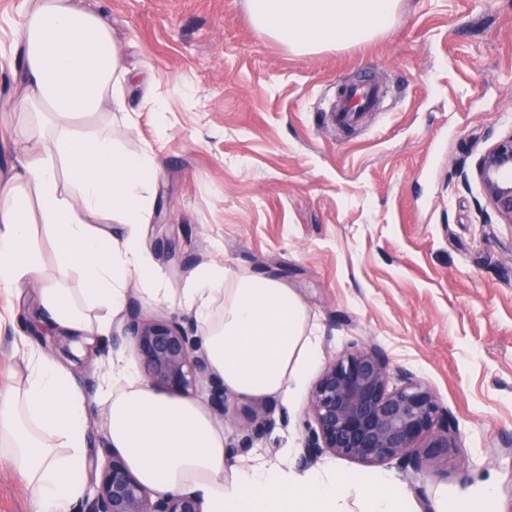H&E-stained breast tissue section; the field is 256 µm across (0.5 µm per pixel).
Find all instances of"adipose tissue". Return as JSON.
<instances>
[{
  "mask_svg": "<svg viewBox=\"0 0 512 512\" xmlns=\"http://www.w3.org/2000/svg\"><path fill=\"white\" fill-rule=\"evenodd\" d=\"M259 31L300 53L358 45L392 23L398 0H245ZM15 45L23 54L20 88L1 109L49 112L48 145L29 151L16 174L0 178V287L41 278L31 251L29 214L53 234L60 270H79L83 305L65 288L41 289L52 325L78 335L107 334L92 323V306L120 315L129 282L154 302L180 299L193 309L211 368L242 398L282 395L297 400L320 360L307 311L297 294L271 278L229 281L223 264L201 266L181 296L162 285L146 253L144 226L154 203L159 165L151 150H120L111 133L83 136L81 116L125 109L130 72L104 14L89 0H24ZM71 190L61 192L60 173ZM106 215L120 235L96 227ZM222 300L221 312L209 309ZM22 386L0 390V456L32 492L33 512H72L86 488L88 398L54 361L27 349ZM97 390L109 412V445L119 449L147 488L191 491L204 512H417L406 489L386 472L364 479L325 463L304 471L289 463L291 449L273 461L227 462L224 433L197 396L155 392L122 357L108 360Z\"/></svg>",
  "mask_w": 512,
  "mask_h": 512,
  "instance_id": "obj_1",
  "label": "adipose tissue"
}]
</instances>
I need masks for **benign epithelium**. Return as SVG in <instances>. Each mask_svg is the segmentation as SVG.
I'll use <instances>...</instances> for the list:
<instances>
[{"mask_svg":"<svg viewBox=\"0 0 512 512\" xmlns=\"http://www.w3.org/2000/svg\"><path fill=\"white\" fill-rule=\"evenodd\" d=\"M474 176L494 214L512 224V134L483 151ZM196 332V325L186 319H150L136 313L121 325V336L132 345L153 389L192 395L205 380L214 413L226 419L224 382L212 372ZM395 375L401 385L392 387ZM308 411L315 430L301 449L306 464L325 453L364 465L398 460L411 469L414 482L419 465L412 449L418 441L429 448L455 447L448 412L431 389L409 372L392 371L384 350L375 344L355 347L329 362L311 392ZM271 423L267 409L254 410L251 425L240 429L229 451L252 447L259 429ZM106 456L100 471L91 473L92 493L82 500L79 512H203L194 493H155L141 484L118 451L108 448Z\"/></svg>","mask_w":512,"mask_h":512,"instance_id":"obj_1","label":"benign epithelium"}]
</instances>
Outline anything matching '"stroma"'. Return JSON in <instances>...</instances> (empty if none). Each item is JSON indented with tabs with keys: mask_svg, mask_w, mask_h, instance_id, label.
Returning a JSON list of instances; mask_svg holds the SVG:
<instances>
[{
	"mask_svg": "<svg viewBox=\"0 0 512 512\" xmlns=\"http://www.w3.org/2000/svg\"><path fill=\"white\" fill-rule=\"evenodd\" d=\"M131 72L124 113L84 116V135L112 131L161 162L146 243L163 280L182 288L198 268L272 277L298 294L326 361L379 344L448 411L456 449L419 448L430 503L495 489L512 512V224L491 216L472 172L512 134V0H399L372 40L292 52L255 29L245 0H98ZM156 79L162 108L143 97ZM368 74L385 89L376 111L344 132L327 114L337 88ZM17 112H0V175L30 149ZM45 283L82 301L77 272L60 275L50 236L31 221ZM37 284L0 291V386L28 342L51 353ZM134 349L92 336L62 365L86 392L100 356ZM310 371L296 403L270 396L276 423L240 463L302 448L312 434Z\"/></svg>",
	"mask_w": 512,
	"mask_h": 512,
	"instance_id": "obj_1",
	"label": "stroma"
}]
</instances>
